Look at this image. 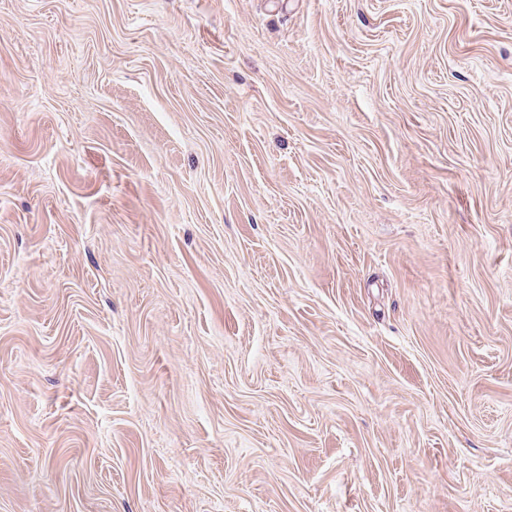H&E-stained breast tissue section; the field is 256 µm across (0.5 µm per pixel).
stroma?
I'll list each match as a JSON object with an SVG mask.
<instances>
[{"label":"stroma","instance_id":"1","mask_svg":"<svg viewBox=\"0 0 512 512\" xmlns=\"http://www.w3.org/2000/svg\"><path fill=\"white\" fill-rule=\"evenodd\" d=\"M0 512H512V0H0Z\"/></svg>","mask_w":512,"mask_h":512}]
</instances>
